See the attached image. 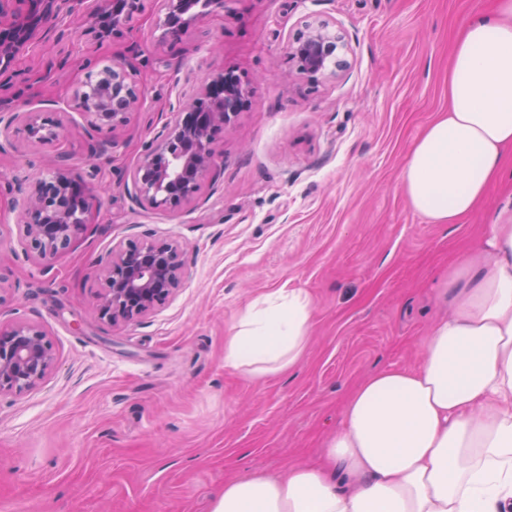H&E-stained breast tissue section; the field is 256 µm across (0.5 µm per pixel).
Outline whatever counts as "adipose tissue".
Masks as SVG:
<instances>
[{
	"label": "adipose tissue",
	"instance_id": "adipose-tissue-1",
	"mask_svg": "<svg viewBox=\"0 0 512 512\" xmlns=\"http://www.w3.org/2000/svg\"><path fill=\"white\" fill-rule=\"evenodd\" d=\"M511 149L512 0H495L454 41L448 110L413 143L403 191L431 223H458ZM440 298L420 364L360 381L320 463L228 479L210 512H512V220L455 256ZM309 331L308 294L278 290L238 319L224 364L287 371Z\"/></svg>",
	"mask_w": 512,
	"mask_h": 512
}]
</instances>
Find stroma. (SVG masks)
<instances>
[{"instance_id": "stroma-1", "label": "stroma", "mask_w": 512, "mask_h": 512, "mask_svg": "<svg viewBox=\"0 0 512 512\" xmlns=\"http://www.w3.org/2000/svg\"><path fill=\"white\" fill-rule=\"evenodd\" d=\"M492 0H224L178 40L151 14L105 40L65 16L19 55L0 97L53 109L45 144L0 146V327L42 330L53 366L32 388L0 394V512H210L228 478L318 463L360 380L413 367L443 309L450 261L512 214V158L482 204L433 224L401 188L408 152L448 109V60L470 15ZM326 20L349 68L311 83L288 44ZM129 64L140 104L117 143L74 107L88 71ZM231 68L249 103L214 137L217 167L176 209L131 203L124 186L177 109ZM65 160L96 198L89 225L50 267L25 256L20 203ZM182 250L176 293L111 325L96 301V261L122 241ZM300 289L311 300L303 357L260 379L224 365V341L254 299Z\"/></svg>"}]
</instances>
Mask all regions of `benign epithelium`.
I'll list each match as a JSON object with an SVG mask.
<instances>
[{
    "mask_svg": "<svg viewBox=\"0 0 512 512\" xmlns=\"http://www.w3.org/2000/svg\"><path fill=\"white\" fill-rule=\"evenodd\" d=\"M156 26L161 39H179L202 14L191 0H157ZM144 11L141 0H0V77L18 55L56 30L63 14L80 15L97 40L130 23ZM299 74L313 82L333 78L348 68L346 44L328 22L308 24L288 46ZM251 82L232 70L214 74L202 91L176 112L173 127L135 166L127 192L140 207L172 209L195 199L203 178L216 167L211 147L214 132L227 127L247 105ZM74 102L87 123L114 135L127 123L139 97L126 62L114 60L80 83ZM38 140L56 135L51 112L0 111V139L15 126ZM95 195L73 181L61 167L38 179L24 199L20 226L24 251L50 264L72 239L87 230ZM182 261L177 244L128 241L99 261L106 291L98 304L102 319L117 325L136 320L164 303L179 288ZM53 365L51 345L41 330L18 324L0 330V394L22 391L42 381Z\"/></svg>",
    "mask_w": 512,
    "mask_h": 512,
    "instance_id": "benign-epithelium-1",
    "label": "benign epithelium"
}]
</instances>
